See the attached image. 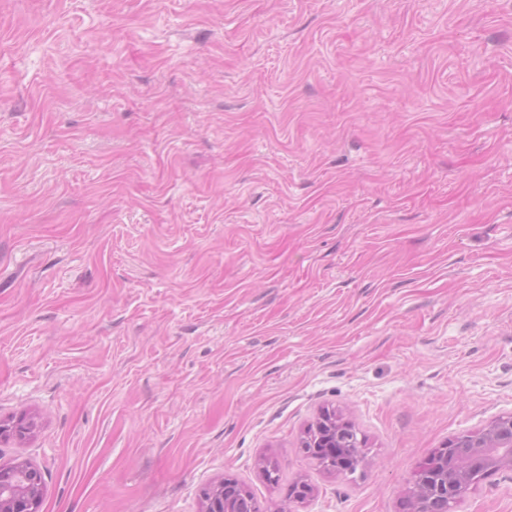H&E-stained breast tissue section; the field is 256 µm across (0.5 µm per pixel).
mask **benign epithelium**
I'll return each mask as SVG.
<instances>
[{
  "label": "benign epithelium",
  "mask_w": 512,
  "mask_h": 512,
  "mask_svg": "<svg viewBox=\"0 0 512 512\" xmlns=\"http://www.w3.org/2000/svg\"><path fill=\"white\" fill-rule=\"evenodd\" d=\"M350 422L336 414H320L310 436L302 444L305 453L324 463L338 476L353 474L362 460V444L355 451H342L340 439ZM34 423L19 416L0 420V442L24 439ZM432 463L418 468L410 477L408 497L412 512H448L440 504L464 502L482 476L491 469H512V412L495 417L487 425L454 435L430 453ZM247 486L225 477L205 488L203 512H249L243 501ZM45 486L41 469L28 460L0 461V512H42Z\"/></svg>",
  "instance_id": "obj_1"
}]
</instances>
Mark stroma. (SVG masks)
Masks as SVG:
<instances>
[{
    "label": "stroma",
    "instance_id": "1",
    "mask_svg": "<svg viewBox=\"0 0 512 512\" xmlns=\"http://www.w3.org/2000/svg\"><path fill=\"white\" fill-rule=\"evenodd\" d=\"M325 408L353 475L300 449ZM510 411L512 0H0V455L43 512H402ZM34 423L31 420L26 419L25 416H19L14 418L7 423L0 420V442L7 441L9 439H24L33 430ZM232 482L228 484V482ZM237 482V487L233 482ZM240 489V493H238ZM247 486L235 478L225 477L219 482L205 488L202 492L204 509L202 512H247L251 511L246 506L243 498L247 500L245 491Z\"/></svg>",
    "mask_w": 512,
    "mask_h": 512
}]
</instances>
